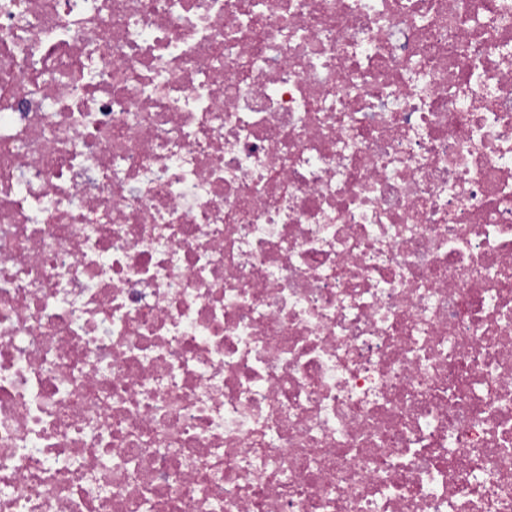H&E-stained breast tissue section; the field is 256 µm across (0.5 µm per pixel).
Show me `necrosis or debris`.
<instances>
[{
  "label": "necrosis or debris",
  "mask_w": 512,
  "mask_h": 512,
  "mask_svg": "<svg viewBox=\"0 0 512 512\" xmlns=\"http://www.w3.org/2000/svg\"><path fill=\"white\" fill-rule=\"evenodd\" d=\"M0 512H512V0H0Z\"/></svg>",
  "instance_id": "obj_1"
}]
</instances>
